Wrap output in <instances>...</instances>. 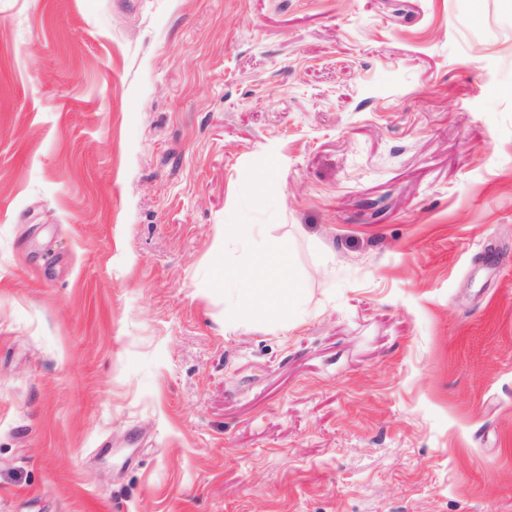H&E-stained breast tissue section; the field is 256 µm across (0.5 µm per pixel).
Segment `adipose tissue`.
Masks as SVG:
<instances>
[{"mask_svg": "<svg viewBox=\"0 0 512 512\" xmlns=\"http://www.w3.org/2000/svg\"><path fill=\"white\" fill-rule=\"evenodd\" d=\"M289 243L266 238L259 254L249 258L239 274L242 301H257L280 319H288L303 295L300 283L288 274Z\"/></svg>", "mask_w": 512, "mask_h": 512, "instance_id": "obj_1", "label": "adipose tissue"}]
</instances>
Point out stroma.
I'll list each match as a JSON object with an SVG mask.
<instances>
[{
  "label": "stroma",
  "mask_w": 512,
  "mask_h": 512,
  "mask_svg": "<svg viewBox=\"0 0 512 512\" xmlns=\"http://www.w3.org/2000/svg\"><path fill=\"white\" fill-rule=\"evenodd\" d=\"M0 512H512V6L0 0ZM289 243L284 237H268L260 253L249 258L237 280L242 283L240 303L260 302L287 322L303 295L301 284L288 276ZM279 281V289L268 288ZM271 290V291H270Z\"/></svg>",
  "instance_id": "35a3bbf8"
}]
</instances>
